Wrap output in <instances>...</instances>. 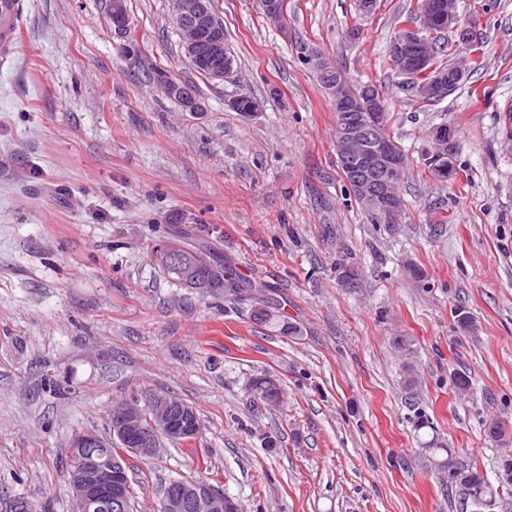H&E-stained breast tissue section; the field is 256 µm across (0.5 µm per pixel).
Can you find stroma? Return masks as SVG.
<instances>
[{"label": "stroma", "mask_w": 512, "mask_h": 512, "mask_svg": "<svg viewBox=\"0 0 512 512\" xmlns=\"http://www.w3.org/2000/svg\"><path fill=\"white\" fill-rule=\"evenodd\" d=\"M125 3L137 53L105 0H22L21 44L0 60V512H74L72 436L106 431L135 391L181 399L201 426L196 442L131 459L136 512L196 477L243 512H466L436 460L494 477L502 449L485 423L512 425V0H458L481 62L432 106L387 55L415 0L369 14L359 0H285L277 21L260 0H215L236 58L222 80L189 68L169 0ZM312 53L386 100L410 161L399 223H374L338 169ZM156 67L193 82L202 111L150 82ZM240 94L261 112L229 107ZM442 123L459 144L445 182L425 162ZM162 236L223 253L277 317L168 279L150 259ZM344 260L359 287L338 281ZM460 309L476 337L457 333ZM398 336L412 340L410 390ZM266 372L276 408L246 390Z\"/></svg>", "instance_id": "1"}]
</instances>
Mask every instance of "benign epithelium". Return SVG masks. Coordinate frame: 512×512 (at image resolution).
<instances>
[{"label": "benign epithelium", "instance_id": "benign-epithelium-1", "mask_svg": "<svg viewBox=\"0 0 512 512\" xmlns=\"http://www.w3.org/2000/svg\"><path fill=\"white\" fill-rule=\"evenodd\" d=\"M173 18L181 28L187 55L207 68L209 77L222 80L232 73L233 59L224 51V31L210 0H169ZM421 18L430 29L457 28L455 10L448 0H422ZM421 30L403 26L392 44L394 67L406 78L421 77L425 96H448V74L435 68L426 51ZM336 93L338 110L364 112L365 120L346 124L337 140V153L346 159L360 158L365 168L384 170L381 184L355 175L350 182L372 210L391 221H400L402 204L393 191L401 171V154L383 137L385 105L379 96L362 100L348 93L350 80L339 66L323 57L313 59ZM164 93L176 97L190 112L202 111L197 97L185 86L159 83ZM432 151L451 158L456 151L452 127L441 124L432 130ZM200 425L194 413L166 393L145 397L133 395L123 401L112 415L107 432L94 430L75 433L70 441V466L67 482L75 504L74 512H130L131 481L121 459L129 456L153 458L166 442H184L198 438ZM159 512H240L234 500L212 489L203 479L182 480L167 489Z\"/></svg>", "mask_w": 512, "mask_h": 512}]
</instances>
